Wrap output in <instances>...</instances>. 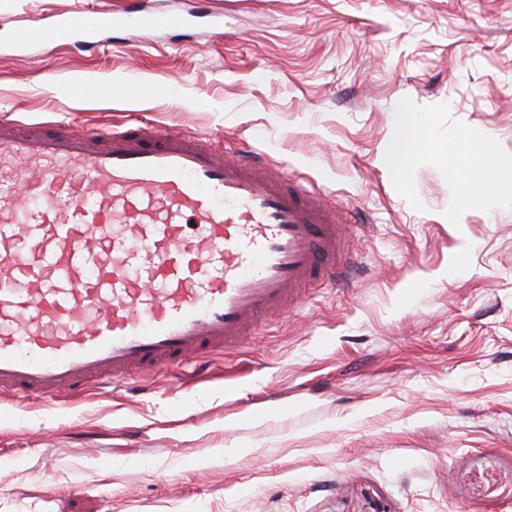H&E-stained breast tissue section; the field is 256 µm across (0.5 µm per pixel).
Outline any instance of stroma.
Segmentation results:
<instances>
[{
	"label": "stroma",
	"instance_id": "1",
	"mask_svg": "<svg viewBox=\"0 0 512 512\" xmlns=\"http://www.w3.org/2000/svg\"><path fill=\"white\" fill-rule=\"evenodd\" d=\"M125 0H0V29ZM224 31L32 32L0 57V117L146 124L254 150L333 209L354 267L240 353L56 402L0 395V512H512V199L393 115L512 153V0H212ZM84 80L158 84L75 99ZM425 124L412 112H396L394 130L391 136L393 151L386 156L387 166L396 174L400 173L403 164L411 159L423 146L448 162V147L440 142L425 140L423 137Z\"/></svg>",
	"mask_w": 512,
	"mask_h": 512
}]
</instances>
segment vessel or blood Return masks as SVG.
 Listing matches in <instances>:
<instances>
[{"instance_id": "vessel-or-blood-1", "label": "vessel or blood", "mask_w": 512, "mask_h": 512, "mask_svg": "<svg viewBox=\"0 0 512 512\" xmlns=\"http://www.w3.org/2000/svg\"><path fill=\"white\" fill-rule=\"evenodd\" d=\"M209 9L75 10L36 18L95 49L179 31ZM32 46L0 31V55ZM344 225L254 152L121 124L26 130L0 121V393L54 401L240 349L351 256Z\"/></svg>"}]
</instances>
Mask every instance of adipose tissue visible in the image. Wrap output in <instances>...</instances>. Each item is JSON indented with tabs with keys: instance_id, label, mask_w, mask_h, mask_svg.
I'll return each mask as SVG.
<instances>
[{
	"instance_id": "1",
	"label": "adipose tissue",
	"mask_w": 512,
	"mask_h": 512,
	"mask_svg": "<svg viewBox=\"0 0 512 512\" xmlns=\"http://www.w3.org/2000/svg\"><path fill=\"white\" fill-rule=\"evenodd\" d=\"M425 125L411 112H399L394 117V130L391 136L393 150L385 162L394 172H401L406 161L411 159L422 147L440 157L448 158V166L454 169L458 181H465L473 162H480L484 172L493 178L496 194L512 195V154H503L491 149L489 140L474 141L461 139L455 149H448L437 141H425Z\"/></svg>"
}]
</instances>
